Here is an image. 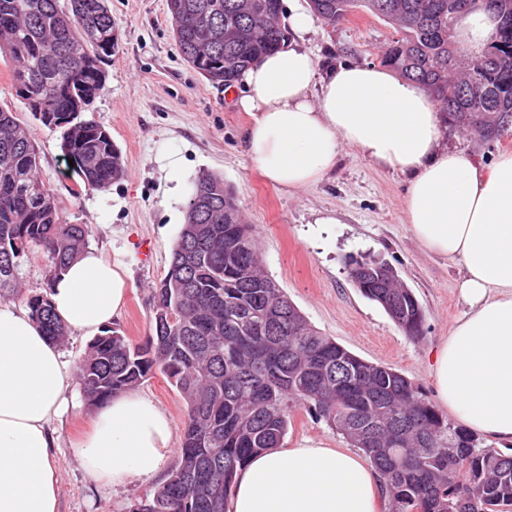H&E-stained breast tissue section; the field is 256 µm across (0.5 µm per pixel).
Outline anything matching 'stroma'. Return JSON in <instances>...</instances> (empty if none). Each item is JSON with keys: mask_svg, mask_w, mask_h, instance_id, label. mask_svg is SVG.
I'll return each mask as SVG.
<instances>
[{"mask_svg": "<svg viewBox=\"0 0 512 512\" xmlns=\"http://www.w3.org/2000/svg\"><path fill=\"white\" fill-rule=\"evenodd\" d=\"M112 13V55L106 61L104 90L83 117L95 121L120 148L124 175L110 190L84 187L67 171L62 132L34 120L11 84L12 61L0 52V104L31 125L40 153L41 180L50 187L63 220L89 227V244L104 247L129 278L127 305L114 327L133 342L150 331L151 296L166 274L184 222L185 197L174 198L155 157L177 153L184 186L204 172L223 177L256 230L262 264L291 301L324 335L356 356L394 368L434 399L430 357L465 310L459 298L457 267L426 252L405 222L406 176L376 167L358 149L342 148L336 166L319 182L285 193L266 181L242 144L251 118L224 88L215 87L182 57L166 0H108ZM395 35L371 14H352L328 25L315 21L306 45L321 66L377 63ZM443 143L472 161L490 165L512 152V130L486 140L443 125ZM378 258L391 264L419 301L425 320L419 338L406 336L376 303L351 282L349 262ZM172 422L182 440L186 404L166 377L154 375L137 389ZM92 408L74 390L57 423L52 461L60 483L61 512H131L152 496L156 481L129 478L109 485L89 479L78 443L88 430ZM348 448L343 436L307 407L289 416L284 447L303 440Z\"/></svg>", "mask_w": 512, "mask_h": 512, "instance_id": "1", "label": "stroma"}]
</instances>
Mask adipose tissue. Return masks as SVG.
I'll list each match as a JSON object with an SVG mask.
<instances>
[{
	"instance_id": "ef3b65f1",
	"label": "adipose tissue",
	"mask_w": 512,
	"mask_h": 512,
	"mask_svg": "<svg viewBox=\"0 0 512 512\" xmlns=\"http://www.w3.org/2000/svg\"><path fill=\"white\" fill-rule=\"evenodd\" d=\"M288 48L263 56L236 85L252 116L243 149L266 179L293 192L322 179L340 146L407 176L406 221L429 252L460 268L466 306L439 346L434 390L469 430L512 444V152L489 168L442 145V114L418 84L390 68L350 64L319 73L290 17ZM119 262L85 247L48 299L62 323L96 335L125 306ZM75 368L27 309L0 305V512H59L51 426ZM169 417L133 393L93 410L79 457L90 479L120 484L160 474L173 455ZM378 483L355 453L310 440L253 455L238 471L228 512H378Z\"/></svg>"
}]
</instances>
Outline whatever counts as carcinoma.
<instances>
[{
  "label": "carcinoma",
  "mask_w": 512,
  "mask_h": 512,
  "mask_svg": "<svg viewBox=\"0 0 512 512\" xmlns=\"http://www.w3.org/2000/svg\"><path fill=\"white\" fill-rule=\"evenodd\" d=\"M311 12L334 24L362 8L396 29L381 64L427 90L456 127L485 139L508 131L512 110V36L491 64L472 59L455 41L448 0H308ZM184 60L208 81L234 86L262 55L285 46L282 21L267 30L254 15L283 13L282 0H167ZM14 61L12 86L26 101L40 97L49 113L32 112L63 130L64 159L85 187L107 191L123 174L109 133L82 119L104 88L101 64L112 56L107 0H0V47ZM30 128L0 107V301L22 296L21 259L46 260V285L63 273L89 235L62 222L51 190L38 176ZM419 338L424 312L409 288L369 286L364 297ZM31 316L55 342L67 336L48 298H26ZM165 376L186 402L176 462L138 512H225L233 478L248 458L283 445L288 412L303 404L361 449L381 475L388 512H448L461 500L468 512L512 509V453L483 447L449 424L393 368L363 360L315 329L260 267L255 229L244 222L224 179L199 175L167 274L153 288L149 335L131 343L106 327L78 366L86 403L130 392L150 376ZM377 423L376 439L354 430Z\"/></svg>",
  "instance_id": "1"
}]
</instances>
